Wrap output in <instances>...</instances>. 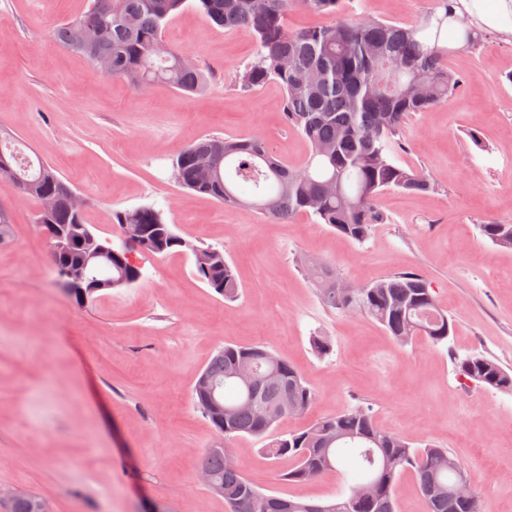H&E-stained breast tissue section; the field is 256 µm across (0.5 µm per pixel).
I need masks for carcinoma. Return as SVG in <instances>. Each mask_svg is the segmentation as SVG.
Masks as SVG:
<instances>
[{
  "label": "carcinoma",
  "instance_id": "cac0c4a2",
  "mask_svg": "<svg viewBox=\"0 0 512 512\" xmlns=\"http://www.w3.org/2000/svg\"><path fill=\"white\" fill-rule=\"evenodd\" d=\"M454 0H436V6L415 23L386 22L373 16L354 17L346 0H90L79 16L53 28V37L64 49L92 61H112L110 76L125 81L135 93L154 82H164L186 94L209 88L210 80L198 65L180 62L181 53L162 44L161 32L185 8L192 7L208 22L225 30L246 28L256 38L254 58L239 77L247 89L269 80L284 90L283 119L308 142L310 155L304 165L293 167L270 151L257 135L236 138L203 135L190 142L173 163L172 178L183 190L204 194L226 208L239 209L248 202L245 192L264 196L267 206L252 208L278 223L300 215L315 217L337 234L361 243L374 226L384 221L376 207L385 190L426 194L433 182L419 171L394 159L409 117L428 112L457 89L461 76L448 70V20L454 18ZM300 8L326 16L321 25L292 28L288 13ZM105 26L107 32L91 48L81 43L89 27ZM219 149V161L207 163L199 154ZM0 154L9 155L12 171L32 183L29 198L52 195L57 205L44 218L47 224H66L71 240L53 269L59 278L82 263L88 236L93 234L85 212L69 205L74 188L49 164L34 163L14 146L12 136L0 137ZM334 182L336 190L327 189ZM118 227L139 224L141 252L163 256L173 251L193 258L197 277L227 302L239 296L233 267L224 252L199 246L165 224L157 238L156 225L164 224L162 211L142 206L115 215ZM493 244L512 249V224L487 221L478 225ZM121 274L115 260L106 259L88 268L91 280L106 273ZM322 304L329 310L347 306L329 296L336 271L321 261L307 266ZM360 316L380 324L399 344L424 338L434 345L448 342L454 324L432 294L427 279L416 273H399L364 285ZM246 359L255 369L250 385L231 375L234 364ZM458 374L485 388L512 393V375L481 353L454 359ZM276 375L277 383L270 382ZM195 381L194 407L209 421L217 438L228 441L249 435L270 437L264 452L293 465L281 474L288 482H302L340 466L352 458L347 470L350 494L327 503H309L261 492L240 469L224 464L226 448L203 450L201 468L215 484L224 486L221 497L230 512H397L395 487L401 475L413 472L425 501L426 512H483L479 497L469 501L450 493L427 494L433 484L452 488L457 470L464 468L445 448L414 446L378 426L366 411L354 407L320 417L306 427L275 434L279 420H269L264 407L283 399L293 402L285 417L308 413L315 394L307 380L288 360L259 345H226L219 348ZM224 404V417L209 409V397ZM374 483L373 498L355 499L353 492ZM6 512H49L48 503L33 493L7 502Z\"/></svg>",
  "mask_w": 512,
  "mask_h": 512
}]
</instances>
